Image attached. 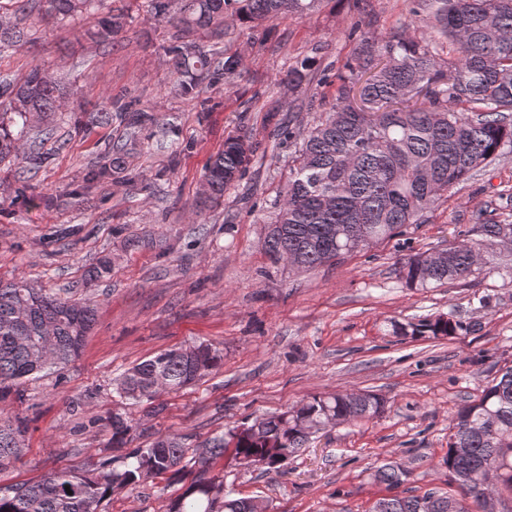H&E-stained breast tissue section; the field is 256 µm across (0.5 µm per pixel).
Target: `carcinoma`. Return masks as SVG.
<instances>
[{
  "mask_svg": "<svg viewBox=\"0 0 512 512\" xmlns=\"http://www.w3.org/2000/svg\"><path fill=\"white\" fill-rule=\"evenodd\" d=\"M104 0H45L49 16L63 20L95 15ZM146 0L154 19L175 29L166 48L173 68L172 89L192 99L219 79L233 80L245 65L244 54L225 57L205 41L224 36V21L244 26L288 16H307L323 0ZM412 32L375 38L360 27L349 37L357 51L334 74L315 72L303 58L288 66L282 82L309 108V94L331 89L332 103L306 132L277 124L278 136L294 146L288 180L274 202V220L265 251L277 263L313 268L368 248L401 233L408 224H423L448 190L512 153V0H411ZM119 9L89 32L95 39L116 36L126 25ZM11 98L12 112L0 113V160L13 156L28 171L48 161L45 153L25 150L27 129L35 117L59 110L61 87L39 67L18 81L0 82V96ZM96 121L116 118L130 139L156 124L154 115L135 100L106 96ZM261 143L250 131L224 139V148L206 168V199L223 204L224 192L239 181L258 156ZM124 145L91 168L88 191L115 174ZM480 238L466 239L432 252L409 256L398 275L409 288L464 281L485 263L484 249L512 241V221L480 213ZM112 261L100 258L86 280H100ZM87 302L42 292L24 279L0 283V398L19 393L29 376L75 358L94 321ZM472 325L439 315L396 325L397 336L438 339L466 333ZM224 362L223 350L201 343L160 352L129 367L117 384L127 400H152L177 392ZM386 401L372 392L314 395L298 407L258 421L238 433L206 440L201 454H188L178 438H158L135 448L119 467L104 465L87 473L59 470L44 480L0 490V512H103L102 503L118 489L148 478L192 475L190 483L169 500L165 512H256L251 498L221 496L224 484L210 476L214 463L230 453L251 457L275 469L305 447L311 435L352 420H370L384 412ZM112 447L124 448L132 419L114 414ZM453 433L445 464L459 495L437 494L432 503L419 496L382 497L380 512H471L470 483L493 478L491 489L512 490V366L494 377L481 394L461 404L452 419ZM23 448L20 423L0 420V466ZM406 471L386 463L375 479L401 483ZM70 490H65V487Z\"/></svg>",
  "mask_w": 512,
  "mask_h": 512,
  "instance_id": "1",
  "label": "carcinoma"
}]
</instances>
